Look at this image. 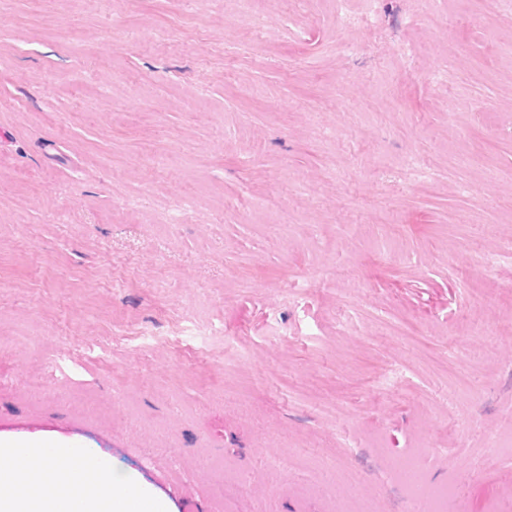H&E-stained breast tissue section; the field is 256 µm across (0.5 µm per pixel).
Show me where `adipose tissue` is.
<instances>
[{"label": "adipose tissue", "instance_id": "adipose-tissue-1", "mask_svg": "<svg viewBox=\"0 0 512 512\" xmlns=\"http://www.w3.org/2000/svg\"><path fill=\"white\" fill-rule=\"evenodd\" d=\"M54 494H44V487ZM167 512L134 476L88 448L0 439V512Z\"/></svg>", "mask_w": 512, "mask_h": 512}]
</instances>
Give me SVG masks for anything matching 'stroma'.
<instances>
[{
  "instance_id": "obj_1",
  "label": "stroma",
  "mask_w": 512,
  "mask_h": 512,
  "mask_svg": "<svg viewBox=\"0 0 512 512\" xmlns=\"http://www.w3.org/2000/svg\"><path fill=\"white\" fill-rule=\"evenodd\" d=\"M369 6L0 0L1 435L172 512H512V15ZM409 485L412 487L413 494H425L433 504V509L430 511H443L444 504L451 493V487L440 486L434 488H423L420 483V478L417 476L408 477Z\"/></svg>"
}]
</instances>
